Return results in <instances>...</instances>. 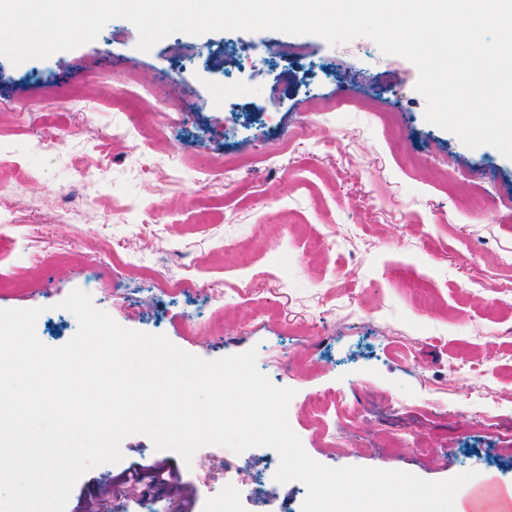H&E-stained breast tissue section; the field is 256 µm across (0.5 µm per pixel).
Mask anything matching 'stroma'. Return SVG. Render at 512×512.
I'll use <instances>...</instances> for the list:
<instances>
[{"instance_id": "1", "label": "stroma", "mask_w": 512, "mask_h": 512, "mask_svg": "<svg viewBox=\"0 0 512 512\" xmlns=\"http://www.w3.org/2000/svg\"><path fill=\"white\" fill-rule=\"evenodd\" d=\"M138 40L118 18L72 50L0 57V151L29 172L0 177V201L19 218L0 223V279L19 285L0 292V309H40L38 339L60 347L78 330L62 301L89 290L120 326L200 358L256 350L258 370L293 389L289 424L322 465L428 481L472 471L512 486V220L459 205L480 184L512 209V160L428 123L415 65L366 37L174 33L147 52ZM271 42L292 56L273 57ZM90 69L82 106L42 90ZM367 94L398 112L397 136L353 107ZM338 97L342 110L309 109ZM131 100L152 122L113 139ZM46 127L58 143L42 139ZM104 143L112 163L85 188L74 170ZM140 252L147 266L196 275L195 286L164 294L134 272L114 281L111 264ZM311 350L322 368L294 376L292 361ZM339 392L358 413L338 430L367 441L365 454L329 451L313 434L310 404ZM121 451L80 477L65 512L136 463L178 464L194 512H217L219 498L226 512H302L307 496L299 481L255 491L279 466L265 446H204L188 466L140 434Z\"/></svg>"}]
</instances>
